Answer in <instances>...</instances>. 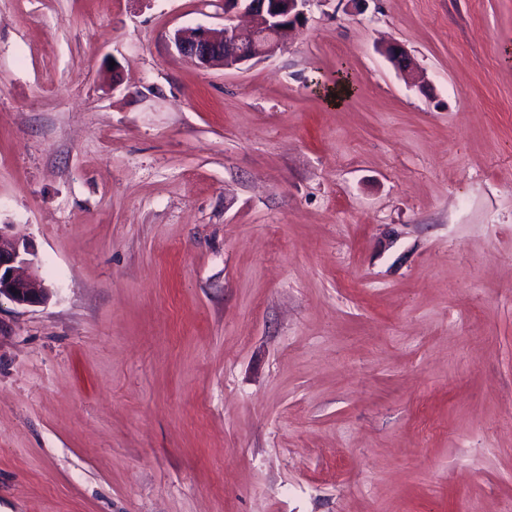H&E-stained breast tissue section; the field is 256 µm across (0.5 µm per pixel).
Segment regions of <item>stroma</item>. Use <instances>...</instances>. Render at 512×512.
Masks as SVG:
<instances>
[{
  "label": "stroma",
  "mask_w": 512,
  "mask_h": 512,
  "mask_svg": "<svg viewBox=\"0 0 512 512\" xmlns=\"http://www.w3.org/2000/svg\"><path fill=\"white\" fill-rule=\"evenodd\" d=\"M305 13L0 0V512H512V0ZM308 0H224L222 34L197 28L192 34L176 31L172 43L176 51L197 62L203 68L222 66L238 67L251 60L267 59L280 51L289 36L304 19L303 7ZM243 8L260 21L242 27L232 23L230 13ZM50 288L39 275L36 254L24 239L6 236L0 225V299L19 306L46 302Z\"/></svg>",
  "instance_id": "stroma-1"
}]
</instances>
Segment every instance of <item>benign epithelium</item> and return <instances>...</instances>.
<instances>
[{
	"label": "benign epithelium",
	"mask_w": 512,
	"mask_h": 512,
	"mask_svg": "<svg viewBox=\"0 0 512 512\" xmlns=\"http://www.w3.org/2000/svg\"><path fill=\"white\" fill-rule=\"evenodd\" d=\"M309 0H224L226 23L222 34L198 28L185 35L174 33L176 51L203 68H234L251 60L267 59L280 51L304 19ZM241 8L260 21L249 27L232 23L231 12ZM385 56L399 71H407L411 60L406 50L393 44ZM50 288L39 275L36 254L28 243L0 230V298L19 306H39L46 302Z\"/></svg>",
	"instance_id": "obj_1"
}]
</instances>
